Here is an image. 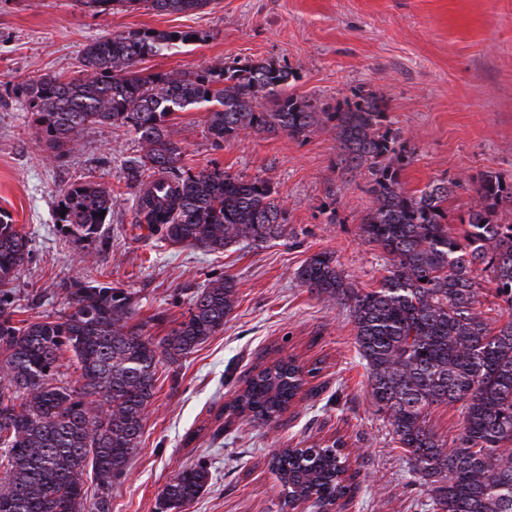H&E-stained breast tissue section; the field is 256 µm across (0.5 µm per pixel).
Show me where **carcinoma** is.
Wrapping results in <instances>:
<instances>
[{
    "label": "carcinoma",
    "mask_w": 512,
    "mask_h": 512,
    "mask_svg": "<svg viewBox=\"0 0 512 512\" xmlns=\"http://www.w3.org/2000/svg\"><path fill=\"white\" fill-rule=\"evenodd\" d=\"M81 2L93 15L143 6L172 14L203 10L213 0ZM193 36L147 29L102 37L84 46L79 76L28 80L36 138L56 159L70 154L91 124L129 128L143 151L124 173L135 223L160 241L220 251L237 241L259 245L282 237L287 211L267 178L187 167L173 130L176 114L210 106L207 132L216 146L247 131L300 138L331 124L341 171L368 183L372 204L359 235L384 253L386 275L365 292L334 253L321 251L296 278L317 298L348 309L371 400L427 486L432 512H512V318L489 322L479 279L490 272L487 283L512 312V224L493 221L499 207L512 204V183L493 172L470 178L475 200L453 219L448 201L462 182L440 179L405 190V142L376 93L321 106L289 92L291 73L272 60L188 72L139 68L146 57ZM114 198L100 184H70L58 202V229L82 247L101 240ZM30 259L27 235L0 212V512H85L89 470L94 512H110L112 482L140 447L158 365L224 328L236 282L210 281L193 297L188 316L158 339L134 320L135 293L90 274L61 289L60 311L18 318L21 296L11 284ZM68 352L79 373L74 383L59 376ZM318 371L293 355L256 366L225 405L227 417L278 419ZM440 406L460 410L461 429L451 442L431 425ZM351 466L337 441L282 448L269 460L288 507L310 500L314 507L344 508L358 489ZM208 486L204 465L181 469L159 493L160 512H185Z\"/></svg>",
    "instance_id": "obj_1"
}]
</instances>
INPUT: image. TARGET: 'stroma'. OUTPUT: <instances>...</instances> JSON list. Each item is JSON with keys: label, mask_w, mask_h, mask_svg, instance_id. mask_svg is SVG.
Here are the masks:
<instances>
[{"label": "stroma", "mask_w": 512, "mask_h": 512, "mask_svg": "<svg viewBox=\"0 0 512 512\" xmlns=\"http://www.w3.org/2000/svg\"><path fill=\"white\" fill-rule=\"evenodd\" d=\"M139 29L200 35L146 58L150 72L267 58L295 74L293 92L321 104L355 92L383 95L393 128L407 139L403 180L413 191L483 172L512 181V0H213L191 13L100 16L80 0H0V211L30 239L32 257L15 282L25 318L61 309L59 282L81 271L79 248L57 229L59 193L73 182L114 190L93 257L106 280L136 294L135 318L149 334L164 336L168 322L183 320L209 281L224 276L238 285L223 329L177 361L161 362L140 449L112 484L111 512H158L163 486L201 462L211 486L186 512H279L272 454L336 440L363 460L344 512H430L425 486L371 403L346 308L318 299L296 278L320 251L334 253L358 288L378 287L385 273L380 249L358 235L372 203L368 186L345 181L333 133H245L218 148L206 133L207 107L179 113L187 167L272 179L288 212L285 236L221 252L160 245L134 224L122 167L141 151L129 129L89 125L76 151L58 160L37 141L25 81L76 77L87 42ZM159 312L167 323H150ZM279 351L319 367L295 406L275 423L228 419L233 392Z\"/></svg>", "instance_id": "35a3bbf8"}]
</instances>
